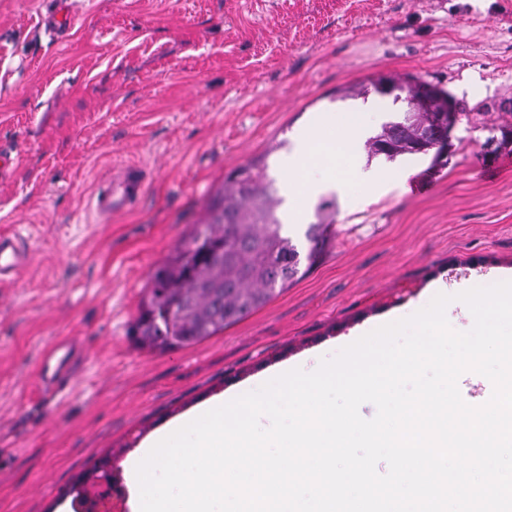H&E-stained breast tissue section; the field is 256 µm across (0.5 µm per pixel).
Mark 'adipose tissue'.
I'll return each mask as SVG.
<instances>
[{"instance_id":"adipose-tissue-1","label":"adipose tissue","mask_w":512,"mask_h":512,"mask_svg":"<svg viewBox=\"0 0 512 512\" xmlns=\"http://www.w3.org/2000/svg\"><path fill=\"white\" fill-rule=\"evenodd\" d=\"M376 108H361L353 112L336 113L323 124L317 125L307 137L298 141L292 154L285 157L284 164L289 177L281 186L289 213L298 214L306 200L327 183H335V170L328 169L308 181H299L297 172L307 166L310 159L324 151H340L355 156L357 142L368 125L378 119Z\"/></svg>"}]
</instances>
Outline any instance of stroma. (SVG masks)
Returning a JSON list of instances; mask_svg holds the SVG:
<instances>
[{"mask_svg": "<svg viewBox=\"0 0 512 512\" xmlns=\"http://www.w3.org/2000/svg\"><path fill=\"white\" fill-rule=\"evenodd\" d=\"M42 0H0V234L33 257L0 285V512H57L125 481L143 435L277 365L404 315L433 282L512 281V0H76L55 44ZM413 75L456 100L442 153L338 158L378 185L327 188L336 240L322 262L224 332L165 354L129 339L154 270L205 223L225 176L272 178L301 130L357 109L338 88ZM135 166L143 193L107 217L99 182ZM74 336L73 391L34 392L43 348Z\"/></svg>", "mask_w": 512, "mask_h": 512, "instance_id": "stroma-1", "label": "stroma"}]
</instances>
